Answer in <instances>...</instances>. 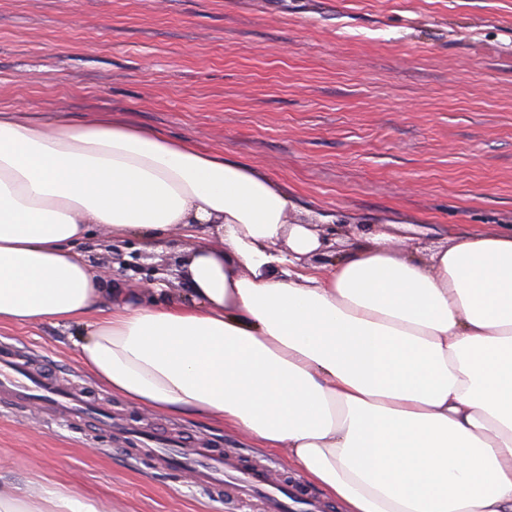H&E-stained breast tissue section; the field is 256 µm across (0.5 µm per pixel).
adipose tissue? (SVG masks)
<instances>
[{
  "instance_id": "obj_1",
  "label": "adipose tissue",
  "mask_w": 512,
  "mask_h": 512,
  "mask_svg": "<svg viewBox=\"0 0 512 512\" xmlns=\"http://www.w3.org/2000/svg\"><path fill=\"white\" fill-rule=\"evenodd\" d=\"M251 166L123 121L0 110V326L87 325L82 364L139 408L284 448L343 512H512V228L430 259L319 231ZM207 226L188 299L104 287L91 227L152 245ZM0 512H106L57 484Z\"/></svg>"
}]
</instances>
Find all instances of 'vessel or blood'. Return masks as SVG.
I'll return each mask as SVG.
<instances>
[{
    "mask_svg": "<svg viewBox=\"0 0 512 512\" xmlns=\"http://www.w3.org/2000/svg\"><path fill=\"white\" fill-rule=\"evenodd\" d=\"M36 390L42 392L46 403L57 414L75 419L82 417L87 410L85 400L78 394L62 393L47 381L30 382L16 350L1 344L0 397L21 406ZM155 459L164 464L171 476L177 475L181 469H192L207 493L216 494L229 486L241 498L261 499L267 512H283L285 507L279 498V488L269 482L262 467L229 461L223 449L212 444L201 443L194 448H160Z\"/></svg>",
    "mask_w": 512,
    "mask_h": 512,
    "instance_id": "obj_1",
    "label": "vessel or blood"
}]
</instances>
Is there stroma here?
Wrapping results in <instances>:
<instances>
[{"mask_svg": "<svg viewBox=\"0 0 512 512\" xmlns=\"http://www.w3.org/2000/svg\"><path fill=\"white\" fill-rule=\"evenodd\" d=\"M0 109L108 115L257 169L354 249L382 228L430 256L459 229L512 227V0H0ZM154 263L194 242L145 247ZM78 327L0 340L89 391L116 422L208 440L304 482L283 448L213 419L132 406L76 356ZM53 482L111 512H250L131 459L107 426L0 400V483Z\"/></svg>", "mask_w": 512, "mask_h": 512, "instance_id": "obj_1", "label": "stroma"}]
</instances>
